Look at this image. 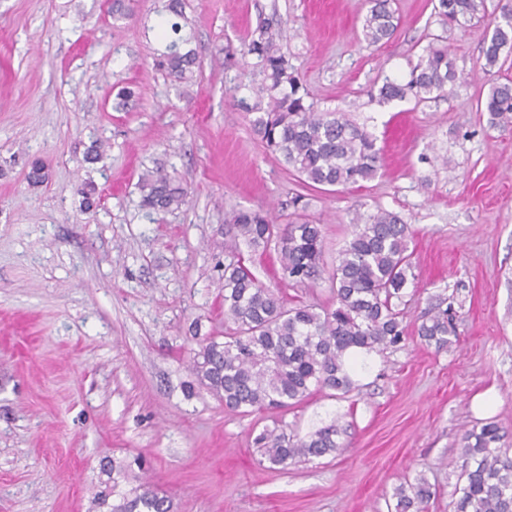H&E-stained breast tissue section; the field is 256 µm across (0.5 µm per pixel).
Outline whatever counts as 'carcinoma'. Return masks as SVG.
I'll list each match as a JSON object with an SVG mask.
<instances>
[{
    "label": "carcinoma",
    "mask_w": 512,
    "mask_h": 512,
    "mask_svg": "<svg viewBox=\"0 0 512 512\" xmlns=\"http://www.w3.org/2000/svg\"><path fill=\"white\" fill-rule=\"evenodd\" d=\"M362 25L364 42L376 46L390 38L396 27L392 0H368ZM434 14L448 25L474 18L484 0H432ZM482 47L481 69L492 72L503 53L512 51V7L489 18ZM284 26L272 14L259 19L243 42L242 56L260 83L250 89L254 114L252 127L265 148L291 167L303 183L317 187H347L368 181L381 166L376 138L352 123L344 112L315 109L310 94L289 58L281 52ZM168 74L187 78L197 65L195 54L168 46L161 61ZM457 74L448 47L431 45L401 82L389 77L373 86L382 102L412 97L418 104L445 95ZM477 111L487 113L492 127L512 126V78L492 83ZM47 179L45 165L33 160L26 180L39 185ZM142 206L170 211L186 203L187 193L174 178L157 173L143 180ZM296 219L276 224L260 211H236L228 219L236 236L253 249L275 241L280 246L284 277L305 284L323 270L322 227L303 214L300 194L291 198ZM411 235L401 217L379 209L354 225L351 239L331 274L336 308L316 311L311 305L285 306L262 287L245 264L232 257L224 265V317L231 327L223 336H208L194 353L191 371L195 383L205 388L232 412L288 408L301 403L312 391L346 393L352 387L345 363L358 350L396 348L409 336L404 313L398 309L404 291L414 279ZM460 316L454 297L438 303L414 332L438 350L453 343ZM338 430L330 425L297 439L286 432L265 430L257 438L263 458L273 466H286L300 458H321L340 450ZM502 435L486 423L462 437L458 454V479L451 493L454 512H512V450L498 446ZM142 462L108 461L100 464L99 491L94 501L104 512H175L171 496L148 482L136 485L134 468ZM433 492L427 479L394 489L395 512H424Z\"/></svg>",
    "instance_id": "cac0c4a2"
}]
</instances>
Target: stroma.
I'll use <instances>...</instances> for the list:
<instances>
[{
	"instance_id": "stroma-1",
	"label": "stroma",
	"mask_w": 512,
	"mask_h": 512,
	"mask_svg": "<svg viewBox=\"0 0 512 512\" xmlns=\"http://www.w3.org/2000/svg\"><path fill=\"white\" fill-rule=\"evenodd\" d=\"M125 2L117 18L111 0H0V512H96L102 459L135 454L176 512H394V487L420 475L436 491L428 512H452L463 435L493 422L512 448V127L476 110L491 84L484 22L451 28L429 0H393L397 29L376 48L361 35L366 0H181L178 16L168 0ZM261 13L286 21L281 48L315 106L376 137L375 178L303 191L253 132L237 99L251 95L241 48ZM175 22L198 59L184 82L159 65ZM433 42L461 76L447 95L370 97ZM35 158L49 169L38 187L25 179ZM158 170L186 189L181 208H142ZM300 191L327 271L357 217L397 213L413 235L406 321L455 295L457 343L412 335L361 353L349 392L286 410L186 395L200 338L226 328L233 253L284 304L335 307L328 278L289 282L277 245L251 251L226 223L239 209L287 223ZM332 424L340 452L283 469L255 444L266 428L305 438Z\"/></svg>"
}]
</instances>
